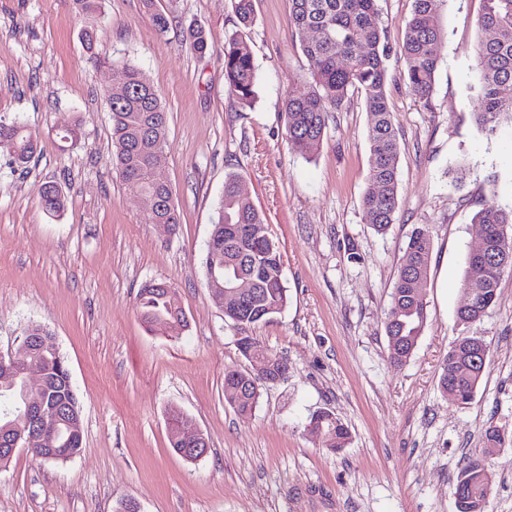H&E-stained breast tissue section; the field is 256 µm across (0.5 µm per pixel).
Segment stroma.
<instances>
[{"label":"stroma","mask_w":512,"mask_h":512,"mask_svg":"<svg viewBox=\"0 0 512 512\" xmlns=\"http://www.w3.org/2000/svg\"><path fill=\"white\" fill-rule=\"evenodd\" d=\"M99 16L73 0H0V117L24 122L40 146L27 168L0 150V351H19L23 330L44 325L64 355L81 406L83 448L63 463L19 449L0 467V512H457L454 491L487 427L512 431V271L481 321L456 312L466 258L490 198L512 202V124L494 135L476 125L474 48L483 0H446L439 67L429 98L407 87L391 61L387 96L399 132V207L386 234L365 224L368 113L350 93L309 154L287 142L284 100L307 91V62L289 0H254L248 32L257 74L252 106L224 83V41L237 28L233 0H104ZM168 15L158 34L151 13ZM202 27L210 49L183 41ZM95 27L94 53L79 34ZM135 65L169 117L160 178L181 222L169 232L112 166L111 121L102 93L113 65ZM79 121L61 145L55 129ZM465 169L463 182L451 170ZM235 172L264 213L283 254L288 305L236 329L205 277L206 245L224 177ZM65 196L61 216L40 205L44 186ZM432 251L428 319L404 365L390 362L385 317L415 229ZM178 293L189 328L174 338L146 329L140 288ZM258 339L288 364L242 415L224 401V370L249 363L237 335ZM489 347L471 404L439 387L458 337ZM179 409L209 441L188 461L168 442ZM332 410L351 441L328 450L311 414ZM486 512H512V445L487 462Z\"/></svg>","instance_id":"stroma-1"}]
</instances>
